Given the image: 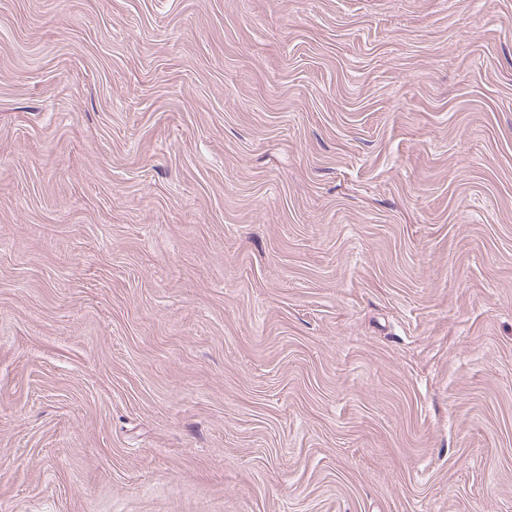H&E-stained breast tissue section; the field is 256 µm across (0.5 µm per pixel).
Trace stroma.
<instances>
[{
    "instance_id": "35a3bbf8",
    "label": "stroma",
    "mask_w": 512,
    "mask_h": 512,
    "mask_svg": "<svg viewBox=\"0 0 512 512\" xmlns=\"http://www.w3.org/2000/svg\"><path fill=\"white\" fill-rule=\"evenodd\" d=\"M0 512H512V0H0Z\"/></svg>"
}]
</instances>
